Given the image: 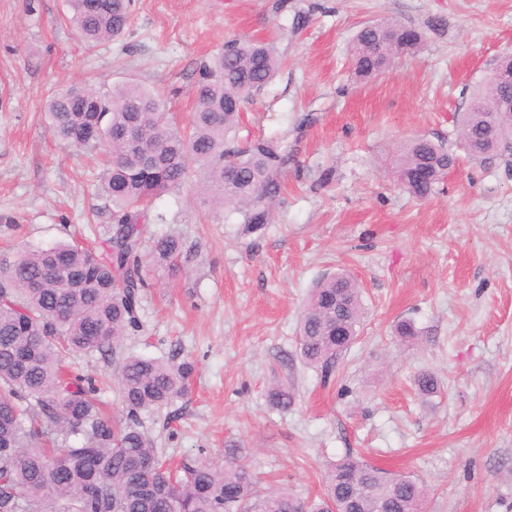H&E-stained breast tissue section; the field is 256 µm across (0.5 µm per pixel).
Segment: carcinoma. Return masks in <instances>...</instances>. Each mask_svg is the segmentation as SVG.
<instances>
[{"instance_id":"cac0c4a2","label":"carcinoma","mask_w":512,"mask_h":512,"mask_svg":"<svg viewBox=\"0 0 512 512\" xmlns=\"http://www.w3.org/2000/svg\"><path fill=\"white\" fill-rule=\"evenodd\" d=\"M71 22L90 48L121 36L130 23V0H68ZM421 34L396 21L363 26L355 38V74L373 78L419 50ZM280 61L264 40H231L202 68L192 125L178 129L159 97L139 86L111 89L63 85L45 103L53 136L63 145L104 148L103 190L112 224L102 251L75 243L22 249L0 259V512H424L421 482L347 457L327 473L324 493L307 501L286 489L257 491L240 448L224 449V465L166 468L140 414L184 397L195 363L178 353L167 360L120 350L142 327L149 283L146 260L174 269L181 249L175 234L150 238L148 205L198 184L225 214L242 216L244 231L271 223L288 151L272 139L231 138L242 108L276 75ZM512 88L475 94L463 113L468 154L491 161L508 151L483 134L499 117ZM456 157L425 137L400 151L396 174L425 198ZM364 315L361 289L345 273L313 289L300 321L302 359L330 376L354 342ZM121 354L119 397L125 422L100 408L96 379L71 377L73 354ZM269 401L292 402L279 386ZM71 436L79 443L70 445Z\"/></svg>"}]
</instances>
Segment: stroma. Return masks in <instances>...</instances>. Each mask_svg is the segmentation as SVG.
<instances>
[{"label": "stroma", "instance_id": "1", "mask_svg": "<svg viewBox=\"0 0 512 512\" xmlns=\"http://www.w3.org/2000/svg\"><path fill=\"white\" fill-rule=\"evenodd\" d=\"M69 17L66 0H0L2 256L95 247L112 221L86 152L45 120L57 86L139 84L183 128L199 67L226 41H271L281 60L238 131L288 148L272 224L246 233L189 188L151 204V233L177 232L185 250L176 272L145 265L126 348L196 363L184 398L141 414L159 453L220 465L238 444L264 489L309 498L350 456L424 481L426 512H512V153L480 162L459 133L472 93L512 55V0H134L126 34L93 50ZM386 20L418 29L422 49L359 79L353 38ZM417 136L457 159L424 199L393 172ZM336 273L358 282L365 314L326 379L297 331L312 288ZM404 321L414 337L398 335ZM70 371L108 377L100 399L122 418L115 362L81 355ZM423 373L435 393L419 392ZM275 386L288 409L270 405Z\"/></svg>", "mask_w": 512, "mask_h": 512}]
</instances>
